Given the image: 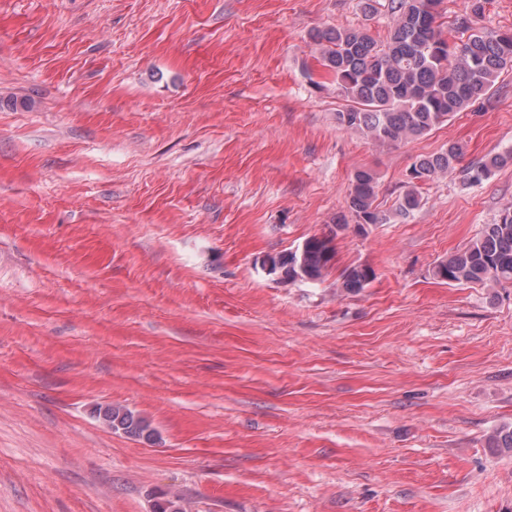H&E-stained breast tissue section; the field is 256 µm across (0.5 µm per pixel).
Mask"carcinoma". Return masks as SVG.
<instances>
[{
  "label": "carcinoma",
  "instance_id": "carcinoma-1",
  "mask_svg": "<svg viewBox=\"0 0 512 512\" xmlns=\"http://www.w3.org/2000/svg\"><path fill=\"white\" fill-rule=\"evenodd\" d=\"M491 0H466L465 10L444 20L441 0H390L392 22L385 39L365 28L336 27L311 35L324 71L345 99L336 122L380 145H395L423 136L458 112L487 98L498 78L512 70V31L478 26ZM460 36L449 38L445 28ZM463 148L452 143L438 152L417 156L408 171L418 181L406 180L396 201L395 214L407 218L422 203L419 188L455 169ZM512 164V150L494 154L464 169L471 185H480L498 169ZM378 181L372 170H357L347 197V208L366 224H380L386 215L377 210ZM333 238L309 237L298 255L268 256L275 273L293 282L321 280L334 259ZM432 276L449 285L483 288L512 286V206L502 210L480 236L463 249L438 261ZM342 287L359 291L374 279L367 265H354L342 274ZM96 417L108 428L145 441L155 431L133 411L98 407ZM500 454L512 453V427H501L488 437Z\"/></svg>",
  "mask_w": 512,
  "mask_h": 512
}]
</instances>
